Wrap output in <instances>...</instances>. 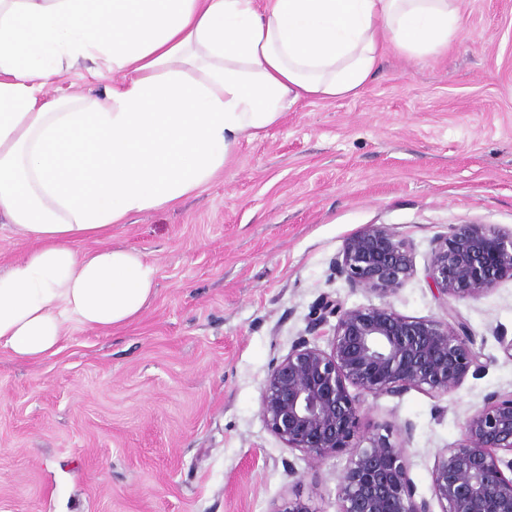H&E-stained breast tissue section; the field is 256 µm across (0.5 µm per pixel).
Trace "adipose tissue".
<instances>
[{"label":"adipose tissue","mask_w":512,"mask_h":512,"mask_svg":"<svg viewBox=\"0 0 512 512\" xmlns=\"http://www.w3.org/2000/svg\"><path fill=\"white\" fill-rule=\"evenodd\" d=\"M457 2L0 0V226L28 243L0 269V350L38 361L135 321L157 270L113 225L196 194L290 104L358 94L386 47L446 48ZM86 62L103 97L44 95Z\"/></svg>","instance_id":"adipose-tissue-1"}]
</instances>
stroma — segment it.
<instances>
[{"label": "stroma", "instance_id": "35a3bbf8", "mask_svg": "<svg viewBox=\"0 0 512 512\" xmlns=\"http://www.w3.org/2000/svg\"><path fill=\"white\" fill-rule=\"evenodd\" d=\"M467 35L388 52L357 94L292 104L244 135L178 206L113 226L157 268L131 325L75 329L56 355L0 351V512H339L351 453L316 461L266 428L260 397L323 296L441 320L425 269L455 224L512 230V0H459ZM385 224L415 275L380 297L336 277L344 241ZM485 366L444 396H366L361 435L403 446L417 497L486 395L512 392V282L455 301ZM412 436H405V425Z\"/></svg>", "mask_w": 512, "mask_h": 512}]
</instances>
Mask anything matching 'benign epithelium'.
<instances>
[{
  "instance_id": "7a95c632",
  "label": "benign epithelium",
  "mask_w": 512,
  "mask_h": 512,
  "mask_svg": "<svg viewBox=\"0 0 512 512\" xmlns=\"http://www.w3.org/2000/svg\"><path fill=\"white\" fill-rule=\"evenodd\" d=\"M335 270L349 287L386 297L414 275L413 249L390 227L369 225L347 238ZM426 278L446 319H412L386 304L346 308L324 296L306 332L336 319L329 349L298 337L262 389V419L286 447L317 461L354 449L340 512H432L429 500L416 498L402 447L381 436L360 446L358 411L366 395L411 388L446 395L483 369L475 336L448 299H478L512 281V231L455 225L434 241ZM461 429L460 441L435 461L432 497L442 512H512V392L486 396Z\"/></svg>"
}]
</instances>
